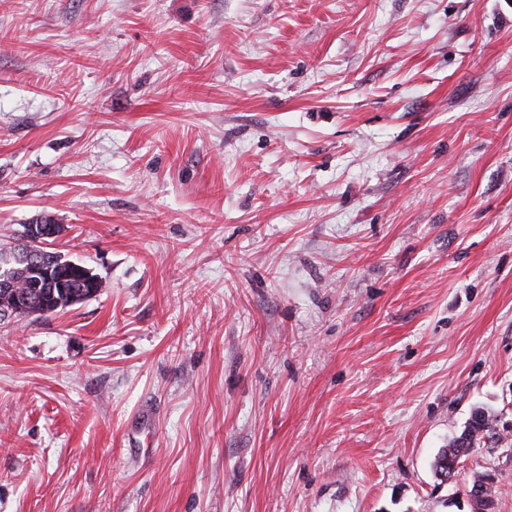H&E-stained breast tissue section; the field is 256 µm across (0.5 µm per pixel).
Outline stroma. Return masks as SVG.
Returning <instances> with one entry per match:
<instances>
[{
	"label": "stroma",
	"mask_w": 512,
	"mask_h": 512,
	"mask_svg": "<svg viewBox=\"0 0 512 512\" xmlns=\"http://www.w3.org/2000/svg\"><path fill=\"white\" fill-rule=\"evenodd\" d=\"M43 217L105 287L0 322V512H512V0H0ZM491 430L489 417L483 411L475 410L471 414L470 421L459 436L448 440V444L441 449L436 460V472L444 476L446 481L455 476V465L461 455L467 453L470 448L479 445L485 435Z\"/></svg>",
	"instance_id": "stroma-1"
}]
</instances>
